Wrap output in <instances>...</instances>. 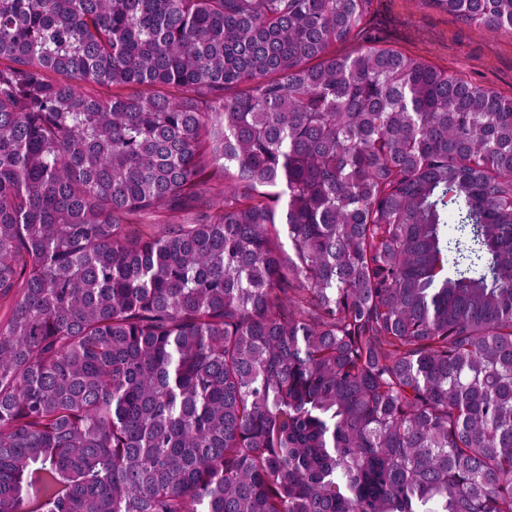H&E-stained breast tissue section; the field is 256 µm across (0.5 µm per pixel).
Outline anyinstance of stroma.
<instances>
[{
  "label": "stroma",
  "mask_w": 512,
  "mask_h": 512,
  "mask_svg": "<svg viewBox=\"0 0 512 512\" xmlns=\"http://www.w3.org/2000/svg\"><path fill=\"white\" fill-rule=\"evenodd\" d=\"M373 44L394 47L512 96V34H489L419 0H375Z\"/></svg>",
  "instance_id": "obj_1"
}]
</instances>
